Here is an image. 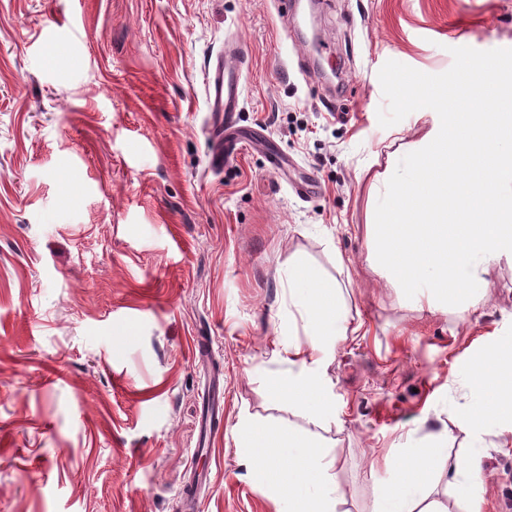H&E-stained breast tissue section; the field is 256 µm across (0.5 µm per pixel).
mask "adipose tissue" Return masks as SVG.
I'll return each instance as SVG.
<instances>
[{
    "label": "adipose tissue",
    "mask_w": 512,
    "mask_h": 512,
    "mask_svg": "<svg viewBox=\"0 0 512 512\" xmlns=\"http://www.w3.org/2000/svg\"><path fill=\"white\" fill-rule=\"evenodd\" d=\"M288 288L308 339L285 347L282 360L288 373L272 389L286 396L298 412L319 419L332 406L324 380L329 358L326 340L348 335L349 325L334 285L311 270L290 268ZM507 364L512 367L511 351L493 360L484 355L475 360L483 386L479 401L461 409V430H470L479 415L512 420V371H503ZM237 445L250 450L253 463L272 490L287 501L288 512H337L338 488L329 475L334 461L319 443L282 427L244 421L238 427ZM481 455L482 448L476 445L465 461L449 463L437 437L427 447L408 449L396 466L397 477L379 512H440L430 498L431 478L439 470L446 471L447 484L464 512H484L485 501L476 492Z\"/></svg>",
    "instance_id": "1"
}]
</instances>
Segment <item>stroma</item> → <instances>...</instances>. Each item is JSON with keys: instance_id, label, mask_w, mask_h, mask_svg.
<instances>
[{"instance_id": "obj_1", "label": "stroma", "mask_w": 512, "mask_h": 512, "mask_svg": "<svg viewBox=\"0 0 512 512\" xmlns=\"http://www.w3.org/2000/svg\"><path fill=\"white\" fill-rule=\"evenodd\" d=\"M297 17L293 41L275 0H0V512H186L203 468L194 512H283L236 445L246 418L328 447L337 512H376L403 448L439 436L453 463L480 437L486 512H512V423L457 425L474 359L512 339V257L465 313L371 259L383 176L435 115L381 127L380 68L512 48V0H301ZM241 41L235 120L264 146L215 168L205 73ZM296 263L360 327L329 342L321 422L271 389L306 339Z\"/></svg>"}]
</instances>
